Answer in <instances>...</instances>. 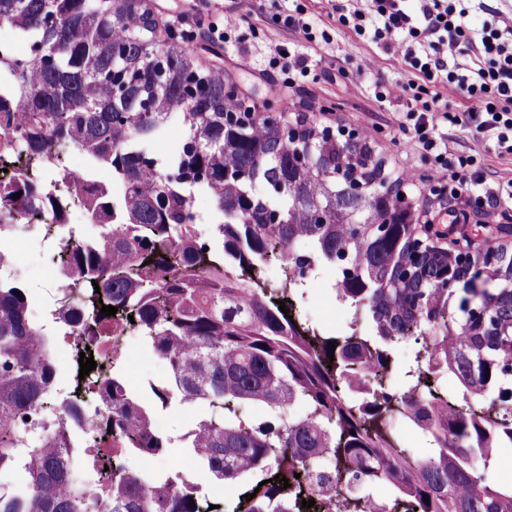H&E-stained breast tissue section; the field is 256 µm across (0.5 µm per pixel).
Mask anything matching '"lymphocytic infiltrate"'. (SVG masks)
<instances>
[{
    "mask_svg": "<svg viewBox=\"0 0 512 512\" xmlns=\"http://www.w3.org/2000/svg\"><path fill=\"white\" fill-rule=\"evenodd\" d=\"M419 2L416 18L405 11L402 0H369L365 11L337 7L338 26L360 38L372 36L402 61L399 76L391 81L378 76L368 62L346 61L338 72L351 84L372 86L378 103L405 102L390 142L412 143L425 155L432 164L429 181L461 203L451 215L452 224H465L471 211L491 204L511 206L512 181L487 179L475 155L449 150L444 131L459 126L477 136H495L498 152L512 155V41L491 23L481 37H474L456 0ZM266 74L285 89L320 79L314 65L296 51H274ZM443 86L468 101V108L449 111L439 93Z\"/></svg>",
    "mask_w": 512,
    "mask_h": 512,
    "instance_id": "lymphocytic-infiltrate-1",
    "label": "lymphocytic infiltrate"
}]
</instances>
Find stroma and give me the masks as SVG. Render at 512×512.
<instances>
[{"label": "stroma", "mask_w": 512, "mask_h": 512, "mask_svg": "<svg viewBox=\"0 0 512 512\" xmlns=\"http://www.w3.org/2000/svg\"><path fill=\"white\" fill-rule=\"evenodd\" d=\"M307 17L318 29L327 31L330 42H319L307 50L309 60L319 63L323 70L317 83H307L290 90L295 110L307 113L317 127L342 128L366 137L384 160L385 171L390 177H397L406 170L418 174L419 180L407 184L406 193L418 205L420 221L444 230L449 212L455 202L448 196H438L430 191L426 179L429 165L421 152L410 145L393 146L390 138L396 124V107H383L377 103L367 87L356 88L337 72L341 60L354 62L370 60L375 71L386 79L397 77L401 68L400 58L387 51L383 44L360 39L351 32L338 28L336 7L343 0H302ZM239 0H153V6L162 18L186 16L188 21L210 22L225 10L237 7ZM288 0H251L247 7V24L239 31L238 39L227 43H215L198 39L197 50L208 61L221 66L226 79L233 83L239 93L258 104L278 107L280 95L271 89L263 77L271 48L294 42L295 36L283 25L288 13ZM262 29V37L251 34L252 28ZM451 146L475 154L481 160L489 178L499 182L512 179V155H500L492 141L472 136L469 133L449 130ZM465 235L473 239L472 253H479L486 241L494 245L512 248V209L502 206L486 208L473 224L464 229ZM7 248L19 254L23 271L18 281L27 292L30 312H37L40 302L49 297L45 268L48 264L46 250L36 237L26 239H5ZM323 275L312 277L302 301V312L310 322L346 330L351 315L346 306L337 302L324 301ZM127 367L125 381L130 391L137 395L147 394L150 384L166 379L167 365L158 355L145 349L140 338L127 337ZM160 419L173 442L163 455L147 459L130 457L127 465L138 471L150 466L157 473L170 472L173 463H180L184 473L193 474L198 470L197 460L191 449L186 448L182 439L190 426L188 411L170 407L160 411Z\"/></svg>", "instance_id": "stroma-1"}]
</instances>
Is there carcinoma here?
<instances>
[{
  "instance_id": "1",
  "label": "carcinoma",
  "mask_w": 512,
  "mask_h": 512,
  "mask_svg": "<svg viewBox=\"0 0 512 512\" xmlns=\"http://www.w3.org/2000/svg\"><path fill=\"white\" fill-rule=\"evenodd\" d=\"M0 24L29 48L0 53V89L24 102L12 112L0 98V165L13 163L0 227L62 232L50 258L71 272L64 287L78 321L93 327L108 319L102 306L118 308L113 346L137 333L170 370L150 386V407L124 384L121 358L97 352L112 426L90 417L88 436L112 453L72 466L57 420L39 434L14 423L37 408L57 413L56 365L35 340L24 288L0 281V476L27 474L0 482V512H375L360 489L382 480L396 512H512V487L491 477L498 450L512 447L511 253L462 259L422 244L404 181L372 163L369 143L319 131L304 112L290 121L234 99L224 70L162 41L137 0H0ZM172 124L185 138L158 155ZM58 144L111 175L91 178L77 199L91 238L53 215L34 175V156L58 166L59 154L46 155ZM196 194L217 211L203 240L187 211ZM272 262L297 286L318 265L339 269L349 331L304 326L287 289L263 277ZM469 275L496 288L479 298L456 289ZM401 343L412 345L403 369ZM448 374L452 394L439 381ZM173 403L204 408L183 440L229 491L222 511L178 470L124 464L167 448L156 408ZM246 407L261 415L243 420ZM400 422L420 429L425 453L404 445ZM321 456L327 483L313 480ZM90 471L106 494L87 495Z\"/></svg>"
}]
</instances>
